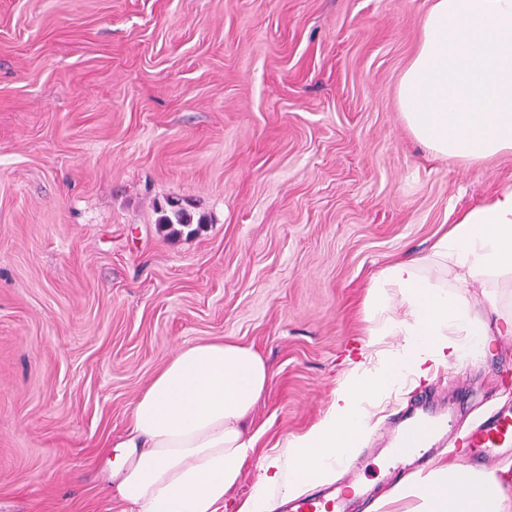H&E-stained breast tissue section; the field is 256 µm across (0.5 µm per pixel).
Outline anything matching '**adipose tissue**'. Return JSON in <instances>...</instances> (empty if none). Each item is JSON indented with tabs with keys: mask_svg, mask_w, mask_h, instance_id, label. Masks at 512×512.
<instances>
[{
	"mask_svg": "<svg viewBox=\"0 0 512 512\" xmlns=\"http://www.w3.org/2000/svg\"><path fill=\"white\" fill-rule=\"evenodd\" d=\"M407 128L433 155L474 165L512 152V0H432L398 85ZM512 186L457 215L431 249L382 268L365 297L370 352L354 364L307 431L258 464L237 512H272L302 493L301 476L329 482L336 459L371 429L373 411L407 383L512 334ZM486 289L490 317L461 291ZM271 380L251 348L221 340L182 348L140 393L115 445L108 493L128 512H222L255 448L245 421ZM410 512H512V467L444 463L379 498Z\"/></svg>",
	"mask_w": 512,
	"mask_h": 512,
	"instance_id": "1",
	"label": "adipose tissue"
}]
</instances>
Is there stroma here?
Returning a JSON list of instances; mask_svg holds the SVG:
<instances>
[{
	"label": "stroma",
	"mask_w": 512,
	"mask_h": 512,
	"mask_svg": "<svg viewBox=\"0 0 512 512\" xmlns=\"http://www.w3.org/2000/svg\"><path fill=\"white\" fill-rule=\"evenodd\" d=\"M431 0H0V512H124L112 444L180 348L272 371L260 457L307 430L367 353L373 276L512 183V154H428L397 87ZM176 199L204 224L170 235ZM456 426L512 403V335L392 395L356 453L378 508L419 393Z\"/></svg>",
	"instance_id": "obj_1"
}]
</instances>
